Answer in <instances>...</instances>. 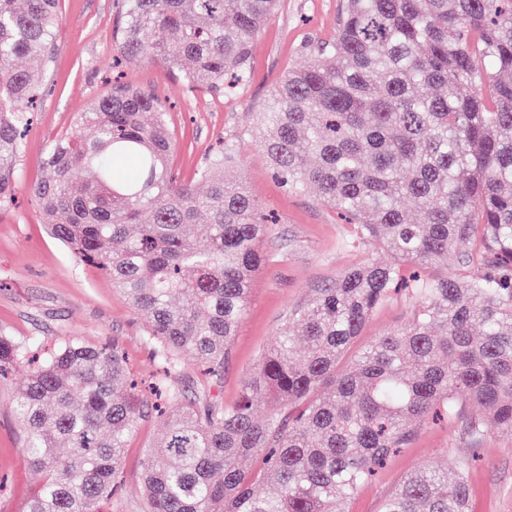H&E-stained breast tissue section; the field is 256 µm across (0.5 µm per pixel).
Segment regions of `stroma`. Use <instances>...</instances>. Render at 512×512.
<instances>
[{"label": "stroma", "mask_w": 512, "mask_h": 512, "mask_svg": "<svg viewBox=\"0 0 512 512\" xmlns=\"http://www.w3.org/2000/svg\"><path fill=\"white\" fill-rule=\"evenodd\" d=\"M341 3L280 0L254 43L251 80L232 96L201 86L187 88L178 72L159 63L128 59L122 65L124 83L154 94L168 109L175 136L172 161L181 178L192 179L226 138H236L237 155L225 169L226 179L244 184L278 218L261 243L269 260L254 280L223 376L207 380L195 360L183 357L171 382L185 397L206 391L224 405H234L244 379L261 353L276 345L296 309L319 289L334 285L346 269L370 258H389L372 243L359 250L344 248L348 227L338 223L317 192L291 190L274 177L261 149L265 131L254 120L276 83L307 63L311 46L335 33ZM119 6L120 0H60L55 49L42 64L45 85L17 161L15 200L0 205V333L40 346L67 337L94 345L113 343L126 352L134 371L150 381L161 370L146 339L144 318L108 277L78 261L52 237L30 196L32 185L45 175L48 144L65 134L92 133L87 126L76 129L74 117L112 89ZM411 309L407 295H396L374 312L362 342L404 325ZM27 372V366L17 367L9 381L0 382V512H25L42 480L21 450L22 433L13 417V385ZM482 415L481 407L470 404L454 422L416 423L407 446L358 490L349 512H380L405 476L431 465L465 471L473 512H512V433L491 428L472 442L468 425ZM159 434L157 419L141 421L126 448L122 487L102 512H143L141 464L145 452L157 446Z\"/></svg>", "instance_id": "1"}]
</instances>
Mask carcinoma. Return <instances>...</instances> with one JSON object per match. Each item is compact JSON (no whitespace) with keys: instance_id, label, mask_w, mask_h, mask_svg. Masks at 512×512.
Returning <instances> with one entry per match:
<instances>
[{"instance_id":"obj_1","label":"carcinoma","mask_w":512,"mask_h":512,"mask_svg":"<svg viewBox=\"0 0 512 512\" xmlns=\"http://www.w3.org/2000/svg\"><path fill=\"white\" fill-rule=\"evenodd\" d=\"M278 6L123 0L115 41L125 58L233 93ZM60 23L59 0H0V203L13 196L42 83L18 61L48 58ZM310 52L258 113L263 150L284 185L315 188L352 225L348 248L374 241L392 262L367 259L320 289L232 406L168 387L177 405L167 410L115 347L67 338L33 361L0 333V378L30 365L13 390L23 449L43 476L27 512H100L147 416L161 422L164 453L144 455V512H347L418 421H451L476 403L485 416L471 421L472 437L488 425L512 432V0H344L336 34ZM75 124L95 137L53 140L49 174L31 187L54 238L120 288L168 374L189 355L220 375L271 224L243 185L224 180L237 140L184 181L154 95L114 84ZM464 241L474 247L455 252ZM452 256L484 272H436ZM401 288L409 321L355 346ZM381 512H471L468 480L425 468Z\"/></svg>"}]
</instances>
